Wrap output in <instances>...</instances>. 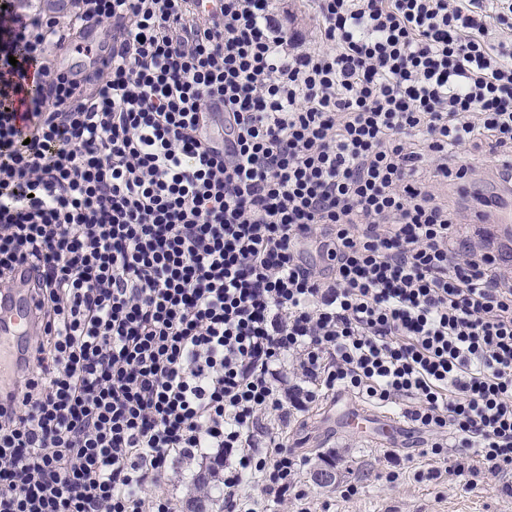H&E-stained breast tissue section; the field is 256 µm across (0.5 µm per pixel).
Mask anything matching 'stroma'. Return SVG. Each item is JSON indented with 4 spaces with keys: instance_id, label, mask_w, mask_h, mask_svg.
Wrapping results in <instances>:
<instances>
[{
    "instance_id": "35a3bbf8",
    "label": "stroma",
    "mask_w": 512,
    "mask_h": 512,
    "mask_svg": "<svg viewBox=\"0 0 512 512\" xmlns=\"http://www.w3.org/2000/svg\"><path fill=\"white\" fill-rule=\"evenodd\" d=\"M340 420L330 398L288 426L290 448L308 459L296 483L312 512H512V495L491 476H478L470 490L449 472L433 481L417 479L416 471L428 467L421 452L433 437L409 422L387 438L348 432ZM389 449L414 459L412 466H399L394 481L383 458Z\"/></svg>"
}]
</instances>
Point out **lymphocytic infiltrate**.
Returning a JSON list of instances; mask_svg holds the SVG:
<instances>
[{"label":"lymphocytic infiltrate","instance_id":"1","mask_svg":"<svg viewBox=\"0 0 512 512\" xmlns=\"http://www.w3.org/2000/svg\"><path fill=\"white\" fill-rule=\"evenodd\" d=\"M312 2L309 41L282 0L0 8V512H178L197 458L224 512H311L280 428L338 391L512 493V272L439 193L512 163V0ZM224 109L221 105L214 107L209 124L204 134L219 152L224 151ZM32 321L33 300L28 290H13L0 299V367L6 349L12 355L27 347ZM7 365L3 366L2 381L7 377Z\"/></svg>","mask_w":512,"mask_h":512}]
</instances>
